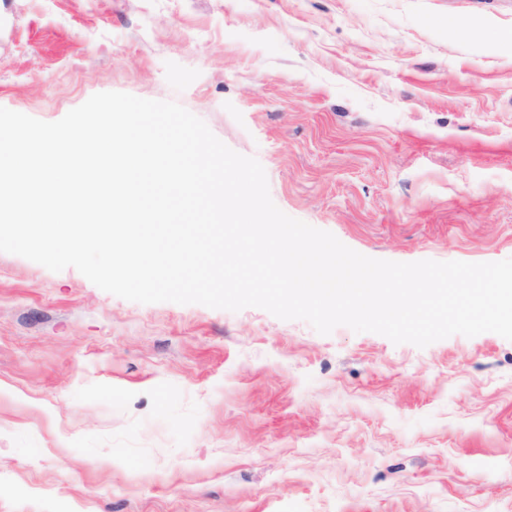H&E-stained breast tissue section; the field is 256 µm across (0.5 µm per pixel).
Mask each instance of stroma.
<instances>
[{
	"instance_id": "1",
	"label": "stroma",
	"mask_w": 512,
	"mask_h": 512,
	"mask_svg": "<svg viewBox=\"0 0 512 512\" xmlns=\"http://www.w3.org/2000/svg\"><path fill=\"white\" fill-rule=\"evenodd\" d=\"M174 101L365 256L512 258V0H0V107ZM0 512H512V341L140 304L0 252Z\"/></svg>"
}]
</instances>
